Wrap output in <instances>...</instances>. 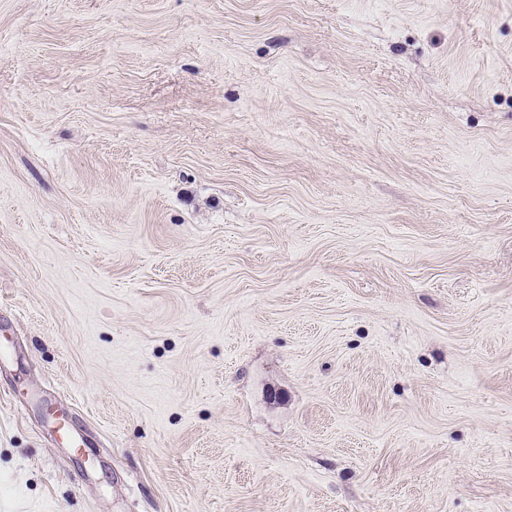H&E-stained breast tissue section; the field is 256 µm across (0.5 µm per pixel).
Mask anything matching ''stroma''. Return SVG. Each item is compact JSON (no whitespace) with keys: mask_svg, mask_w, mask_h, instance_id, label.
Wrapping results in <instances>:
<instances>
[{"mask_svg":"<svg viewBox=\"0 0 512 512\" xmlns=\"http://www.w3.org/2000/svg\"><path fill=\"white\" fill-rule=\"evenodd\" d=\"M0 512H512V0H0Z\"/></svg>","mask_w":512,"mask_h":512,"instance_id":"35a3bbf8","label":"stroma"}]
</instances>
